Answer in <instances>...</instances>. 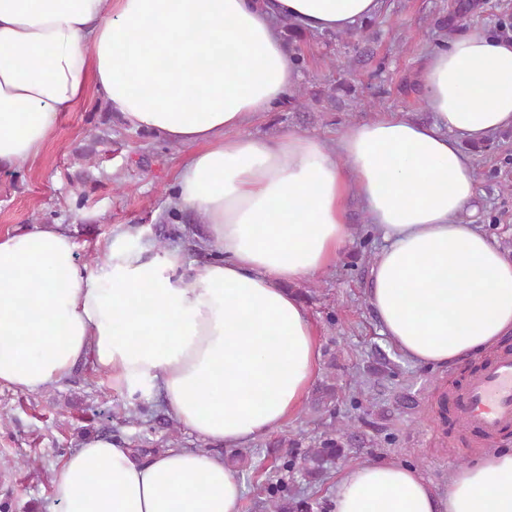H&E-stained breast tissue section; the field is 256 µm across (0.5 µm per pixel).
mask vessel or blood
<instances>
[{
  "label": "vessel or blood",
  "mask_w": 512,
  "mask_h": 512,
  "mask_svg": "<svg viewBox=\"0 0 512 512\" xmlns=\"http://www.w3.org/2000/svg\"><path fill=\"white\" fill-rule=\"evenodd\" d=\"M448 406L458 424L486 442L512 427V351L473 373L449 394Z\"/></svg>",
  "instance_id": "vessel-or-blood-1"
}]
</instances>
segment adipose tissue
I'll use <instances>...</instances> for the list:
<instances>
[{
    "instance_id": "1",
    "label": "adipose tissue",
    "mask_w": 512,
    "mask_h": 512,
    "mask_svg": "<svg viewBox=\"0 0 512 512\" xmlns=\"http://www.w3.org/2000/svg\"><path fill=\"white\" fill-rule=\"evenodd\" d=\"M381 0H0V163L35 159L61 113L95 87L130 130L187 149L176 206L205 218L216 257L185 276L177 248L144 258L127 232L95 267L58 224L0 236V386L34 393L78 362L131 400L160 394L189 433L226 450L280 428L318 374L307 310L287 290L333 265L356 197L381 242L368 296L409 360L450 366L512 337V262L475 224L462 142L512 127V41L472 28L428 51L415 78L433 120L398 114L328 147L245 133L301 79L276 27L343 32ZM222 457H134L84 440L41 512H239ZM332 512H512V450L459 469L445 491L414 468L369 462L336 480Z\"/></svg>"
}]
</instances>
